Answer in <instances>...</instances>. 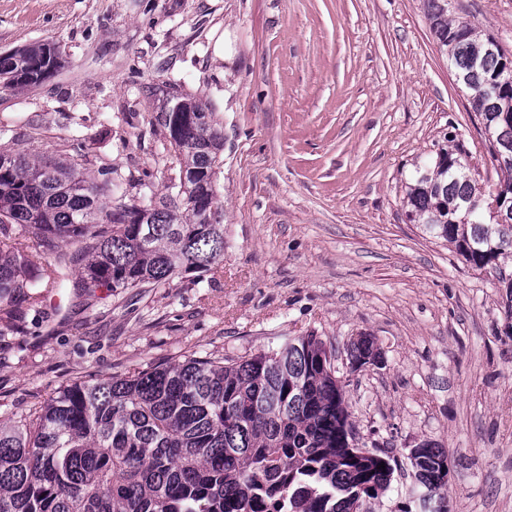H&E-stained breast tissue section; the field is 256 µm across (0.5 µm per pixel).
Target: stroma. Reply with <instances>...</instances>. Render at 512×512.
<instances>
[{"label":"stroma","mask_w":512,"mask_h":512,"mask_svg":"<svg viewBox=\"0 0 512 512\" xmlns=\"http://www.w3.org/2000/svg\"><path fill=\"white\" fill-rule=\"evenodd\" d=\"M423 0H0V53L57 47L0 92V150L80 157L164 193L172 158L147 86L174 82L224 126V271L167 288H72L0 312V422L72 383L315 334L347 374L357 442L394 458L368 512H415L411 448L445 449L450 512H512V316L504 289L410 222L404 188L445 133L487 141ZM512 54V0H451ZM371 336L383 362L349 372ZM60 66L55 46L37 44L0 54V88L13 90L40 85ZM375 350H377V353H374ZM371 355L381 357V352L376 347L372 338L361 336L357 340L352 341L348 349L349 372H353V366L356 362H360L363 358L370 357Z\"/></svg>","instance_id":"obj_1"}]
</instances>
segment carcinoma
Wrapping results in <instances>:
<instances>
[{"label": "carcinoma", "instance_id": "cac0c4a2", "mask_svg": "<svg viewBox=\"0 0 512 512\" xmlns=\"http://www.w3.org/2000/svg\"><path fill=\"white\" fill-rule=\"evenodd\" d=\"M440 52L471 91L476 115L493 111L501 141L493 182L465 177L456 138L405 185L406 215L505 289L512 316V210L493 219L486 200L512 186V81L505 53L475 59L488 36L450 18L449 0H424ZM60 66L55 46L0 54V88L36 86ZM157 121L172 166L152 195L112 167L98 182L75 158L0 152V237L16 228L37 246L0 249V304L38 307L70 282L85 294L158 288L190 272L223 270L224 208L215 182L224 131L202 99L162 91ZM467 200L471 211L456 208ZM351 342L348 365L374 354ZM319 337L297 336L244 356L205 355L98 383L77 382L19 420L0 422V512H351L357 498L391 486L383 454L350 451L354 424ZM433 477L443 448L424 442ZM385 468H379L380 464Z\"/></svg>", "mask_w": 512, "mask_h": 512}]
</instances>
